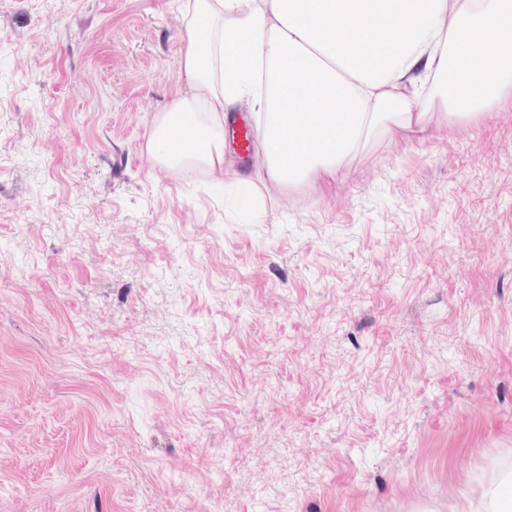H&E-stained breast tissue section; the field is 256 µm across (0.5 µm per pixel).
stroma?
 Listing matches in <instances>:
<instances>
[{
	"label": "stroma",
	"instance_id": "stroma-1",
	"mask_svg": "<svg viewBox=\"0 0 512 512\" xmlns=\"http://www.w3.org/2000/svg\"><path fill=\"white\" fill-rule=\"evenodd\" d=\"M182 5L0 0V512H455L512 464V90L164 171Z\"/></svg>",
	"mask_w": 512,
	"mask_h": 512
}]
</instances>
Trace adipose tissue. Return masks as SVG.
<instances>
[{
	"label": "adipose tissue",
	"mask_w": 512,
	"mask_h": 512,
	"mask_svg": "<svg viewBox=\"0 0 512 512\" xmlns=\"http://www.w3.org/2000/svg\"><path fill=\"white\" fill-rule=\"evenodd\" d=\"M182 16L186 88L151 135L168 170L223 178L224 114L245 105L264 120V185L334 180L374 132L423 141L512 88V0H192ZM511 504L504 469L467 507Z\"/></svg>",
	"instance_id": "ef3b65f1"
}]
</instances>
